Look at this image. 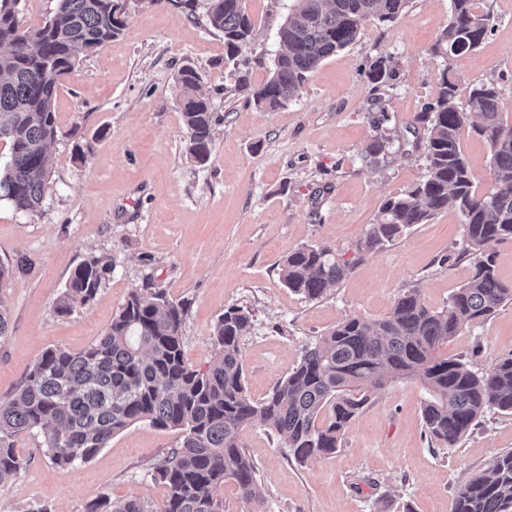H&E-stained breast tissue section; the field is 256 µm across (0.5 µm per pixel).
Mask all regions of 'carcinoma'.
<instances>
[{
  "label": "carcinoma",
  "mask_w": 512,
  "mask_h": 512,
  "mask_svg": "<svg viewBox=\"0 0 512 512\" xmlns=\"http://www.w3.org/2000/svg\"><path fill=\"white\" fill-rule=\"evenodd\" d=\"M204 2L207 24L224 34L226 59L248 49L254 29L244 0H167L189 16ZM20 0H0V141L9 160L0 169V198L23 213L42 206L50 180L47 150L56 140L54 102L62 79L84 57L117 38L125 28L130 0H57L42 23L22 29ZM408 0H296L297 14L282 24L269 80L252 88L255 104L277 110L293 100L308 76L328 57L350 45L365 23H392ZM477 0H450L448 23L434 46L444 59L475 50L490 30V15ZM185 102L182 121L186 153L207 163L214 115L198 94L201 77L190 65L176 77ZM460 85L439 74L433 102L418 116L423 128L426 175L414 188L383 204L357 259L403 237L439 211L456 208L463 221L461 254L473 259L469 280L434 311L416 292L400 297L373 321L350 318L306 348L300 362L259 402L245 387L240 339L251 315L231 307L215 325L217 358L206 370L184 359L182 327L189 306L148 284L128 294L106 332L79 353L49 349L6 398L0 400V482L22 459L13 438L42 436V448L66 469L88 462L112 437L132 424L180 432L152 470L166 488L161 512H224L215 494L225 480L236 483L247 503H263L251 459L240 433L255 422L283 437L300 464L339 448L351 419L370 394L387 382L418 378L428 394L421 413L431 437L453 447L486 411L512 413V357L478 374L460 359H439L435 350L464 328L481 323L512 303V285L495 270L490 246L512 241V128L503 123L497 85L469 89V111L456 106ZM468 128L490 149V190L479 195L460 148ZM330 245H305L288 253L279 272L283 285L307 300L337 286L353 269ZM115 264L105 255L85 257L68 278L57 306L67 315L92 301ZM89 512H146L136 500H104ZM453 512H512V452L459 488Z\"/></svg>",
  "instance_id": "cac0c4a2"
}]
</instances>
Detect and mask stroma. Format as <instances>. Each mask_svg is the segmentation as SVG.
<instances>
[{
  "mask_svg": "<svg viewBox=\"0 0 512 512\" xmlns=\"http://www.w3.org/2000/svg\"><path fill=\"white\" fill-rule=\"evenodd\" d=\"M450 0H408L393 23L365 24L355 41L324 60L298 97L271 111L239 87L224 61L222 33L204 14L190 17L164 0H134L125 29L80 60L57 91L60 133L48 149L51 189L33 213L0 200V261L26 255L4 294L10 329L0 342V399L49 349L78 353L102 336L128 294L153 283L191 302L183 325L187 363L215 358L213 332L229 307L248 310L240 341L245 385L262 400L303 351L346 318L372 321L417 291L428 308L447 306L472 273L459 256L461 216L448 209L356 263L336 288L310 301L284 287L279 269L303 245L336 247L345 258L389 197L425 175L414 130L436 95L440 71L462 88L497 83L503 121L512 126V0H479L493 28L475 50L449 58L431 52L448 22ZM254 22L245 53L251 87L272 74L276 33L294 0H246ZM385 60L394 77L374 87L367 73ZM201 75L214 112V146L205 165L186 153L176 76ZM387 122L374 126L379 111ZM104 139H96L99 128ZM89 151L76 159L73 135ZM387 141L377 163L362 155ZM90 254L115 268L87 305L65 316L56 307L74 268ZM479 373L512 355V304L463 330L437 350ZM425 390L402 379L375 390L350 421L336 453L298 464L283 438L254 423L241 434L257 468L266 512H452L458 489L497 454L512 451V414L487 411L456 446L431 440ZM179 434L136 423L89 462L59 468L40 436L15 438L22 467L0 482V512H86L106 498L140 501L160 512L166 488L154 463Z\"/></svg>",
  "mask_w": 512,
  "mask_h": 512,
  "instance_id": "obj_1",
  "label": "stroma"
}]
</instances>
